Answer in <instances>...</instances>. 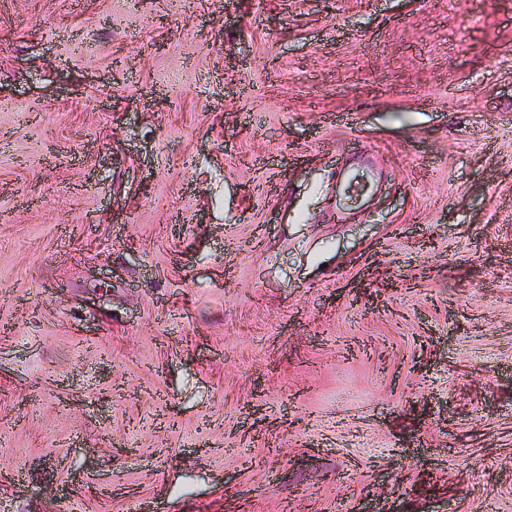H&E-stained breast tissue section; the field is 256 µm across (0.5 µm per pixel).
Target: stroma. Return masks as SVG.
Returning <instances> with one entry per match:
<instances>
[{"instance_id":"stroma-1","label":"stroma","mask_w":512,"mask_h":512,"mask_svg":"<svg viewBox=\"0 0 512 512\" xmlns=\"http://www.w3.org/2000/svg\"><path fill=\"white\" fill-rule=\"evenodd\" d=\"M0 512H512V0H0Z\"/></svg>"}]
</instances>
